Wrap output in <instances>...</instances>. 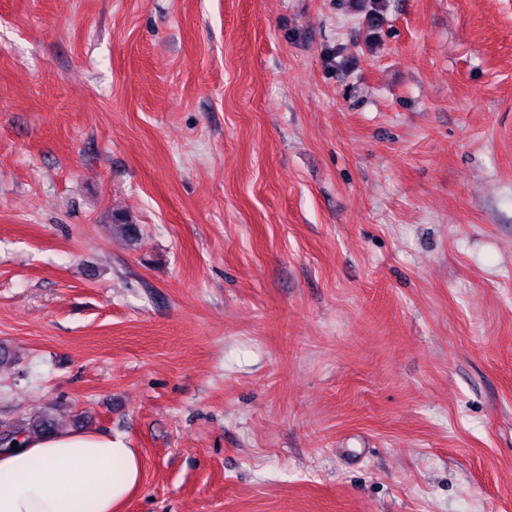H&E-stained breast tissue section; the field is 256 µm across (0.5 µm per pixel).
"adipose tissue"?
<instances>
[{
	"label": "adipose tissue",
	"instance_id": "1",
	"mask_svg": "<svg viewBox=\"0 0 512 512\" xmlns=\"http://www.w3.org/2000/svg\"><path fill=\"white\" fill-rule=\"evenodd\" d=\"M126 435L63 430L0 449V512H118L140 485Z\"/></svg>",
	"mask_w": 512,
	"mask_h": 512
}]
</instances>
